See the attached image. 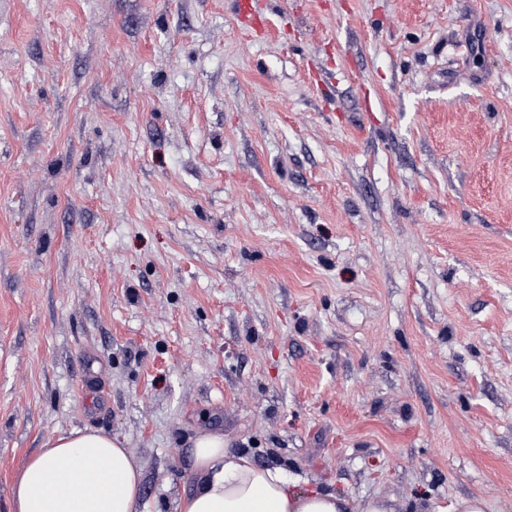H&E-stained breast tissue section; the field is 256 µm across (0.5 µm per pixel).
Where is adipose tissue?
<instances>
[{
    "mask_svg": "<svg viewBox=\"0 0 512 512\" xmlns=\"http://www.w3.org/2000/svg\"><path fill=\"white\" fill-rule=\"evenodd\" d=\"M195 487L179 512H388L384 500L352 504L332 491L297 490L282 468L258 465L206 432L194 441ZM142 472L122 441L72 431L47 439L18 472L13 512H141Z\"/></svg>",
    "mask_w": 512,
    "mask_h": 512,
    "instance_id": "adipose-tissue-1",
    "label": "adipose tissue"
}]
</instances>
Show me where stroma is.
<instances>
[{"label": "stroma", "mask_w": 512, "mask_h": 512, "mask_svg": "<svg viewBox=\"0 0 512 512\" xmlns=\"http://www.w3.org/2000/svg\"><path fill=\"white\" fill-rule=\"evenodd\" d=\"M0 0V512L102 431L512 512V0Z\"/></svg>", "instance_id": "stroma-1"}]
</instances>
